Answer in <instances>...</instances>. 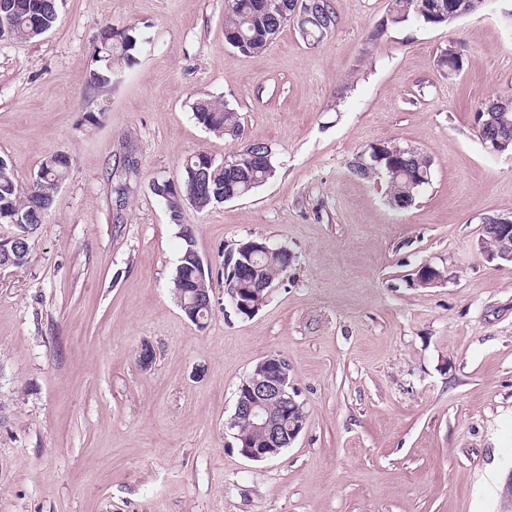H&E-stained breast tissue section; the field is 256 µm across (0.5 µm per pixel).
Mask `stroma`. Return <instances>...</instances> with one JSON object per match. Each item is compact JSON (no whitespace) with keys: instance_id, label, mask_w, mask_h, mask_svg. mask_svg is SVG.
<instances>
[{"instance_id":"35a3bbf8","label":"stroma","mask_w":512,"mask_h":512,"mask_svg":"<svg viewBox=\"0 0 512 512\" xmlns=\"http://www.w3.org/2000/svg\"><path fill=\"white\" fill-rule=\"evenodd\" d=\"M331 3L334 32L306 41L290 23L258 57L225 46V0H60L48 33L0 42V156L24 184L71 159L29 264L0 272V512H512L481 487L489 470L512 479V265L479 248L486 217L512 216V151L488 152L474 123L512 91V0L447 26L385 25L390 0ZM108 25L149 46L93 90ZM448 49L465 60L452 78ZM200 98L238 112L242 136L197 123ZM251 142L274 178L172 221L152 183ZM382 142L431 164L408 208L351 170ZM182 223L217 275L202 327L172 291ZM252 238L293 260L246 317L219 274ZM425 264L444 275L429 288ZM269 354L306 423L254 462L227 423Z\"/></svg>"}]
</instances>
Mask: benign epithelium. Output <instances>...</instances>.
<instances>
[{"instance_id":"obj_1","label":"benign epithelium","mask_w":512,"mask_h":512,"mask_svg":"<svg viewBox=\"0 0 512 512\" xmlns=\"http://www.w3.org/2000/svg\"><path fill=\"white\" fill-rule=\"evenodd\" d=\"M479 247L490 260L512 264V217L494 218L493 239L481 236ZM278 253L268 244L255 250L258 259L241 270L240 280L249 281L255 288H273L272 283L259 277L260 260ZM443 279L440 270L428 265L416 272L417 283L431 287ZM231 304L235 309H250L248 290L237 288L231 283L226 286ZM256 372L244 383L237 400V412L247 419L251 426L252 439L242 446L240 454L252 461H265L277 457L291 444L305 427L306 420L298 414L300 405L297 393L290 381L288 361L279 355H268L256 364ZM281 409V421L266 416L269 406Z\"/></svg>"}]
</instances>
